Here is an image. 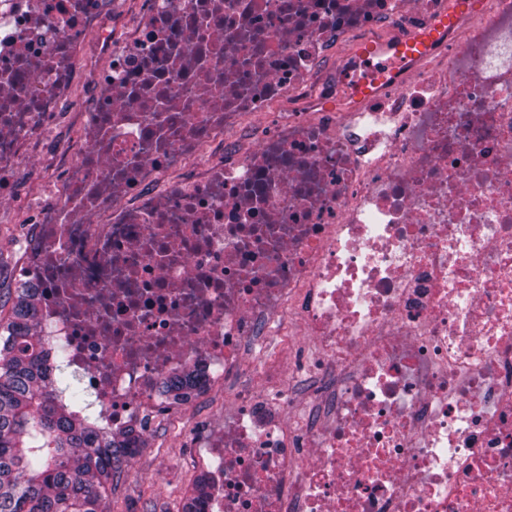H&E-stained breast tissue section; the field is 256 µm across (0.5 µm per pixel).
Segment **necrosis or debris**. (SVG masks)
<instances>
[{"label":"necrosis or debris","instance_id":"necrosis-or-debris-1","mask_svg":"<svg viewBox=\"0 0 512 512\" xmlns=\"http://www.w3.org/2000/svg\"><path fill=\"white\" fill-rule=\"evenodd\" d=\"M454 2L0 0V212L93 96L18 279L105 422L256 379L202 512H512V0Z\"/></svg>","mask_w":512,"mask_h":512}]
</instances>
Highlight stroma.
Masks as SVG:
<instances>
[{"label":"stroma","instance_id":"1","mask_svg":"<svg viewBox=\"0 0 512 512\" xmlns=\"http://www.w3.org/2000/svg\"><path fill=\"white\" fill-rule=\"evenodd\" d=\"M48 155H39L19 176L18 190L0 214V294L9 295L21 265L30 198L44 194V182L52 178ZM250 370H242L227 388L215 389L198 402L172 405L160 415L148 435L134 472H121L112 495L113 512H180L183 499L203 467L193 441L200 426L216 431L224 427V414L233 408L237 388L252 385Z\"/></svg>","mask_w":512,"mask_h":512}]
</instances>
